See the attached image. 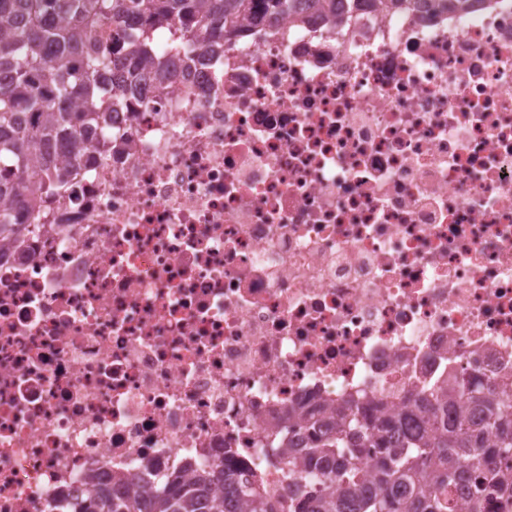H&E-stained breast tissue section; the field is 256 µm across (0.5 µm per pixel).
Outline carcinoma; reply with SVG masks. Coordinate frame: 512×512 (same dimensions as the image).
<instances>
[{"instance_id":"obj_1","label":"carcinoma","mask_w":512,"mask_h":512,"mask_svg":"<svg viewBox=\"0 0 512 512\" xmlns=\"http://www.w3.org/2000/svg\"><path fill=\"white\" fill-rule=\"evenodd\" d=\"M322 9L336 20V0H0V238L23 244L13 217L15 197L28 214L72 196L70 162L85 148L71 123L112 143L107 112L121 103L127 78L142 62L169 75L155 54L153 33L176 28L174 46L188 54L222 45L256 12L275 19ZM112 25V43L97 30ZM74 150L58 161L61 134ZM311 438L304 454L284 451L288 477L322 480L311 500L299 491L270 493L229 468L212 466L189 478L173 473L160 488L112 496L96 488L80 512H457L445 489L498 482L512 492V475L495 462L512 457V386L483 390L462 372L431 399L416 396L403 415L366 421L342 418L336 437Z\"/></svg>"}]
</instances>
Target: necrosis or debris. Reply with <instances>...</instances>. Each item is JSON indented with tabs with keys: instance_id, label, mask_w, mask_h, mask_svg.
I'll return each instance as SVG.
<instances>
[{
	"instance_id": "obj_1",
	"label": "necrosis or debris",
	"mask_w": 512,
	"mask_h": 512,
	"mask_svg": "<svg viewBox=\"0 0 512 512\" xmlns=\"http://www.w3.org/2000/svg\"><path fill=\"white\" fill-rule=\"evenodd\" d=\"M159 42L74 197L0 241V512L229 465L450 374L512 384V0H336Z\"/></svg>"
}]
</instances>
